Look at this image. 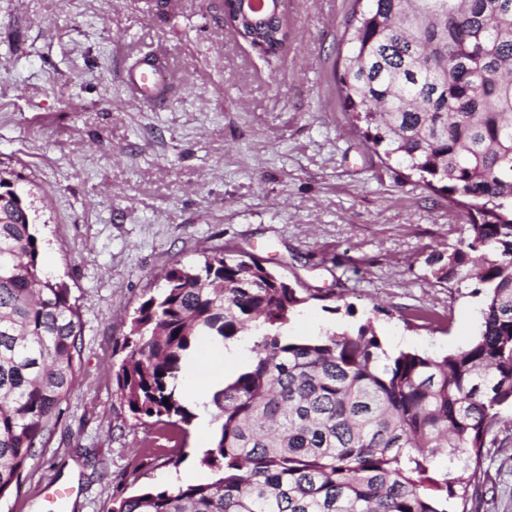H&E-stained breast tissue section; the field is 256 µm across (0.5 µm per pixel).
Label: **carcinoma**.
Listing matches in <instances>:
<instances>
[{
  "label": "carcinoma",
  "instance_id": "cac0c4a2",
  "mask_svg": "<svg viewBox=\"0 0 512 512\" xmlns=\"http://www.w3.org/2000/svg\"><path fill=\"white\" fill-rule=\"evenodd\" d=\"M277 56V18L237 22ZM338 84L365 143L464 207L460 245L428 259L439 281L478 284L479 334L443 356L387 357L371 323L285 334L309 293L255 255L174 268L131 320L117 394L173 440L195 414L180 390L203 338L255 336L254 362L214 392L205 484L114 496L112 512H450L473 499L463 470L512 429V0H367L353 12ZM37 235L0 174V499L20 488L74 390L82 324L69 289L43 276ZM169 404H164V401Z\"/></svg>",
  "mask_w": 512,
  "mask_h": 512
}]
</instances>
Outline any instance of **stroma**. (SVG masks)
Wrapping results in <instances>:
<instances>
[{"instance_id": "35a3bbf8", "label": "stroma", "mask_w": 512, "mask_h": 512, "mask_svg": "<svg viewBox=\"0 0 512 512\" xmlns=\"http://www.w3.org/2000/svg\"><path fill=\"white\" fill-rule=\"evenodd\" d=\"M354 0H285L291 36L265 63L222 0H0V171L13 175L42 268L81 314L75 388L47 448L0 512H111L117 491L212 478L188 436L179 467L142 466L152 426L116 392L131 319L163 273L252 254L312 300L288 333L372 323L387 354L442 355L479 332L472 282L427 263L458 246L446 195L370 150L344 112L336 62ZM160 51L179 87L133 103L124 60ZM424 310L428 320L413 319ZM476 512H512V438L485 452Z\"/></svg>"}]
</instances>
